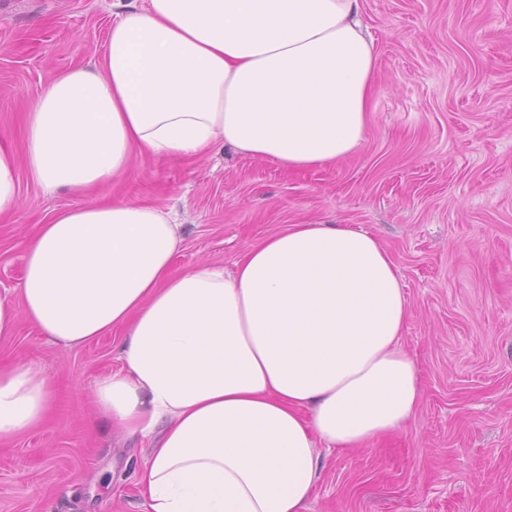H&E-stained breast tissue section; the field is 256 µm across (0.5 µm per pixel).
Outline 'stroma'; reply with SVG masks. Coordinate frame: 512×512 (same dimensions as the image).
Returning a JSON list of instances; mask_svg holds the SVG:
<instances>
[{
	"label": "stroma",
	"mask_w": 512,
	"mask_h": 512,
	"mask_svg": "<svg viewBox=\"0 0 512 512\" xmlns=\"http://www.w3.org/2000/svg\"><path fill=\"white\" fill-rule=\"evenodd\" d=\"M133 0H0V143L22 150L24 110L52 77L94 67ZM375 46L364 143L336 168L292 174L233 149L197 162L135 158L118 184L46 194L20 177L0 221V294L54 211L102 198L174 209L175 270L232 267L289 224L376 235L411 311L403 342L422 397L407 428L346 452L318 445L304 512H512V0H362ZM114 336L46 342L26 320L0 357L43 364L55 388L42 425L0 442V512H146L149 456L99 418Z\"/></svg>",
	"instance_id": "obj_1"
}]
</instances>
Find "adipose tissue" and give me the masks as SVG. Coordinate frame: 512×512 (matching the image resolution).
<instances>
[{"label": "adipose tissue", "instance_id": "1", "mask_svg": "<svg viewBox=\"0 0 512 512\" xmlns=\"http://www.w3.org/2000/svg\"><path fill=\"white\" fill-rule=\"evenodd\" d=\"M361 0H142L118 13L95 68L56 75L27 108L26 147L0 146V217L18 174L81 193L135 157L217 148L288 171L327 170L364 141L374 45ZM183 241L148 202L68 207L37 225L0 340L26 319L80 346L119 333V368L91 389L101 418L149 445L148 512H304L317 444L348 450L403 428L422 389L410 309L379 239L291 224L233 270L174 271ZM48 371L0 365V439L42 422Z\"/></svg>", "mask_w": 512, "mask_h": 512}]
</instances>
